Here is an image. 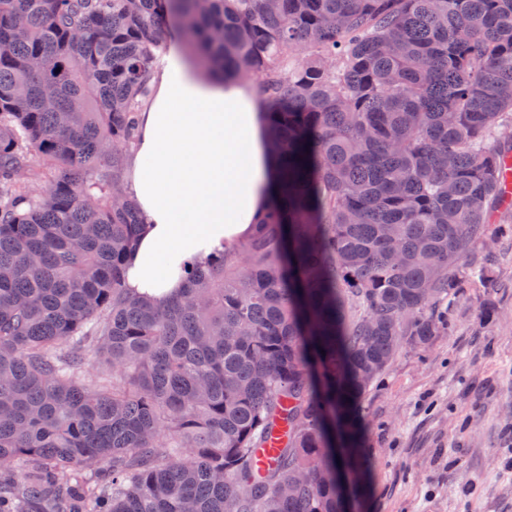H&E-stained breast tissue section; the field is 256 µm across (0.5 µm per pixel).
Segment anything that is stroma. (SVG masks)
Returning a JSON list of instances; mask_svg holds the SVG:
<instances>
[{
  "label": "stroma",
  "mask_w": 512,
  "mask_h": 512,
  "mask_svg": "<svg viewBox=\"0 0 512 512\" xmlns=\"http://www.w3.org/2000/svg\"><path fill=\"white\" fill-rule=\"evenodd\" d=\"M512 210L464 257L448 326L365 395L369 482L357 512H512Z\"/></svg>",
  "instance_id": "obj_1"
}]
</instances>
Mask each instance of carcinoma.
Listing matches in <instances>:
<instances>
[{
    "label": "carcinoma",
    "instance_id": "1",
    "mask_svg": "<svg viewBox=\"0 0 512 512\" xmlns=\"http://www.w3.org/2000/svg\"><path fill=\"white\" fill-rule=\"evenodd\" d=\"M174 23L260 76L279 169L160 309L124 286L122 177ZM503 128L512 0H0V512H345L364 395L512 209Z\"/></svg>",
    "mask_w": 512,
    "mask_h": 512
}]
</instances>
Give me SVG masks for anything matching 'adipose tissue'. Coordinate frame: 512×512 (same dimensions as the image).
<instances>
[{"instance_id":"1","label":"adipose tissue","mask_w":512,"mask_h":512,"mask_svg":"<svg viewBox=\"0 0 512 512\" xmlns=\"http://www.w3.org/2000/svg\"><path fill=\"white\" fill-rule=\"evenodd\" d=\"M151 85L125 170L140 217L125 285L162 306L192 268L253 233L270 201L273 165L254 82L203 75L175 33Z\"/></svg>"}]
</instances>
